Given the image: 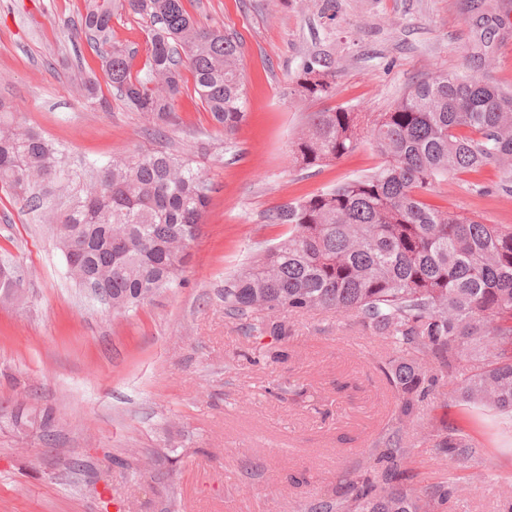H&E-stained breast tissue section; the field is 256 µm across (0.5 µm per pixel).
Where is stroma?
<instances>
[{
	"instance_id": "35a3bbf8",
	"label": "stroma",
	"mask_w": 512,
	"mask_h": 512,
	"mask_svg": "<svg viewBox=\"0 0 512 512\" xmlns=\"http://www.w3.org/2000/svg\"><path fill=\"white\" fill-rule=\"evenodd\" d=\"M184 5L241 41L248 117L233 144L189 88L158 140L75 37L83 0H0V104L16 121L63 143L75 168L166 145L200 163L212 188L181 285L126 313L79 288L51 225L0 188V264L25 288L22 300H0V512H104V489L123 512H304L367 464L365 450L389 419L392 393L380 367L391 345L364 336L351 317L289 315L291 358L270 361L225 314L224 288L286 234L270 213L381 161L365 141L328 165L293 167L290 146L307 113L386 112L428 74H471L468 0H336L332 28L321 0ZM497 5L507 34L484 78L512 91V0ZM320 53L336 62L332 98L290 97L303 63ZM79 71L97 79L108 109L73 93ZM427 201L512 225V196L478 195L457 179ZM338 379L355 391L337 394ZM287 382L307 387L317 406L281 394ZM20 408L53 410L52 427L14 426L10 413ZM421 414L470 434L496 473L452 468L408 428L411 485L451 480L459 491L448 512H501L512 497V428L439 397L425 400ZM300 475L305 483L294 484Z\"/></svg>"
}]
</instances>
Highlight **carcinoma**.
I'll list each match as a JSON object with an SVG mask.
<instances>
[{
    "mask_svg": "<svg viewBox=\"0 0 512 512\" xmlns=\"http://www.w3.org/2000/svg\"><path fill=\"white\" fill-rule=\"evenodd\" d=\"M140 16L146 29L143 75H133L137 48L112 41V17ZM503 22L496 5H472L473 61L496 63ZM79 33L101 60L112 91L137 112L166 123L183 89L210 112L224 141L246 121L242 44L200 24L183 0H85ZM332 60L315 56L291 94L334 95ZM78 97L108 105L82 77ZM368 140L382 157L370 173L288 203L268 216L288 235L224 289L226 313L260 345L282 342L288 325L248 321L271 313L321 311L354 317L366 335L392 345L383 373L391 415L360 467L314 499L307 512H447L453 483L407 485L402 430L420 419L436 390L468 408L492 412L512 428V225L486 224L427 204L424 195L448 177L498 169L493 189L512 195V92L479 78L434 73L412 84L388 112L338 106L306 116L291 146L295 165L321 167ZM0 185L58 226L69 268L83 288L96 285L126 311L181 283L186 249L200 234L210 183L193 161L163 148L115 154L78 174L63 145L0 114ZM491 187L470 184L480 195ZM425 442L448 462L492 469L486 449L445 424L423 427Z\"/></svg>",
    "mask_w": 512,
    "mask_h": 512,
    "instance_id": "cac0c4a2",
    "label": "carcinoma"
}]
</instances>
